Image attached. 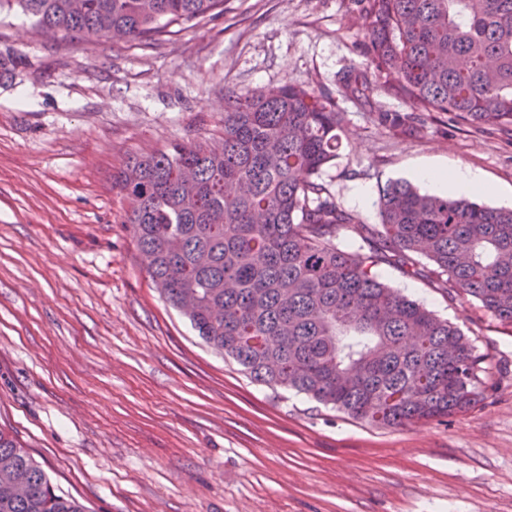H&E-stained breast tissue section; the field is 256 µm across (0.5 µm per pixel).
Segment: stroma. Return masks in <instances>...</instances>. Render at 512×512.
I'll return each instance as SVG.
<instances>
[{"mask_svg":"<svg viewBox=\"0 0 512 512\" xmlns=\"http://www.w3.org/2000/svg\"><path fill=\"white\" fill-rule=\"evenodd\" d=\"M0 426L87 512H512V324L427 278L379 275L486 356L468 413L373 425L255 382L155 288L112 177L170 142H220L224 90L335 91L365 68L353 0H225L160 45L47 36L0 16ZM345 137L322 178L378 221L413 168L464 165L512 207V132L428 118L395 139L370 119L404 98L337 99ZM367 197H360V189Z\"/></svg>","mask_w":512,"mask_h":512,"instance_id":"obj_1","label":"stroma"}]
</instances>
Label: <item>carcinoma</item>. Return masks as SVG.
I'll return each instance as SVG.
<instances>
[{
  "mask_svg": "<svg viewBox=\"0 0 512 512\" xmlns=\"http://www.w3.org/2000/svg\"><path fill=\"white\" fill-rule=\"evenodd\" d=\"M356 2L368 64L338 75V96L408 100L411 112L371 113L401 139L432 113L512 129V0ZM12 11L46 33L152 46L224 0H0ZM345 123L332 96L302 86L226 88L220 145L171 142L118 171L125 224L165 299L254 381L388 427L466 413L483 397L484 358L376 268L417 275L423 257L431 281L512 324V209L394 181L366 223L321 178ZM0 512L86 510L0 427Z\"/></svg>",
  "mask_w": 512,
  "mask_h": 512,
  "instance_id": "obj_1",
  "label": "carcinoma"
}]
</instances>
